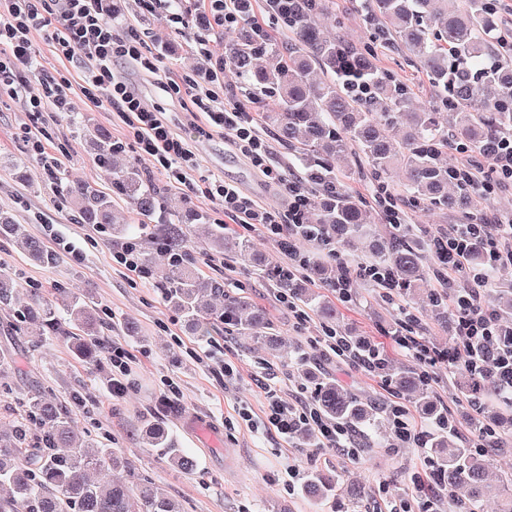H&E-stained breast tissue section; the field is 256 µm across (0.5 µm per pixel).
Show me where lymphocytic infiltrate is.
Here are the masks:
<instances>
[{
	"instance_id": "obj_1",
	"label": "lymphocytic infiltrate",
	"mask_w": 512,
	"mask_h": 512,
	"mask_svg": "<svg viewBox=\"0 0 512 512\" xmlns=\"http://www.w3.org/2000/svg\"><path fill=\"white\" fill-rule=\"evenodd\" d=\"M43 32L53 52L81 65L82 92L94 102L108 103L125 126L126 139L138 157L148 158L154 169L167 181L189 195H202L220 206L225 216L241 227L262 226L269 236L281 234L284 228H301L311 205L310 194L301 180L277 162L269 145L258 130L253 112L236 98L226 96V71L202 75L167 76L162 90L170 96L186 98L192 104L193 118L184 132H175L162 112L148 104L138 90L121 76L119 68L136 63L143 71H159V59L146 54L137 31L107 20L95 6V0H66L61 15H54L49 0H0V86L25 93L29 111H71L72 84L64 76L37 73L31 36ZM226 136L234 150L246 159L267 182L282 185L287 197L286 209H273L257 204L240 188L223 177L200 172V161L193 144L211 137L213 132ZM472 225L456 224L448 234L436 237L432 246L441 257L440 279L450 285L468 269L466 252ZM481 231L489 247V270L512 269V224L482 225ZM363 281L379 295L393 301L399 297V285L393 274L374 265L361 263L354 276L336 281V292L351 301L354 281ZM448 308L456 318L453 339L439 349L428 341L399 334L398 349L411 356L421 367L426 380H435L440 370L465 369L473 376L481 375L483 364L477 352L479 342L496 346L498 389L512 406V340L499 336L497 315L483 303L479 289H469L464 300H449ZM325 344L336 355L346 357L373 376L383 375L386 362L378 344L352 345L349 338L329 334ZM266 395V434L289 441L302 429H313L324 449L357 456L349 442L350 430L325 419L315 407L299 399H290L280 382L264 386ZM411 493L390 498L387 512H430L442 490L434 465L415 473Z\"/></svg>"
}]
</instances>
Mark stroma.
I'll list each match as a JSON object with an SVG mask.
<instances>
[{
    "label": "stroma",
    "mask_w": 512,
    "mask_h": 512,
    "mask_svg": "<svg viewBox=\"0 0 512 512\" xmlns=\"http://www.w3.org/2000/svg\"><path fill=\"white\" fill-rule=\"evenodd\" d=\"M168 15L165 9L143 11L138 0H112V18L136 28L147 51L161 56L158 75L151 77L128 66L123 70L125 78L179 129L188 122L191 103L161 91L160 77L169 72L202 71L208 69L209 62L196 53L192 41L172 32ZM32 45L38 69L71 81L73 110L37 115L27 111L20 97L6 90L0 92V209L9 211L17 223L39 239L46 236L45 225H54L60 236L81 250L83 258L77 261L62 252L54 266L44 267L29 261L19 245L2 238L0 265L17 271L24 285L20 297H27L31 285L48 299L62 287L77 296L90 297L96 307L107 310L111 326L104 340L128 350L131 384L123 396H112L106 388L110 371L107 352L92 359L82 357L75 351L72 337L63 334L32 343L20 330L14 313L0 309V357L8 361L0 370V384L8 388L0 395V430L11 428L31 397L46 390L67 405L77 426L103 447L128 455L137 474L178 500L183 512H383L389 496L406 492L412 473L421 468L422 452L395 448L390 440L371 436L361 439L362 453L355 460L337 451L319 449L314 439L298 437L288 445L260 431L265 418L261 379L270 371L282 378L296 374L293 358L268 357L260 344L237 336L220 323L209 325L207 335H193L160 288L133 282L116 265L112 250L118 238L81 222L60 185L49 178L44 160L31 154L24 136L26 130L35 131L49 156L61 159V178L104 191L108 188L107 176L89 133L100 127L113 141L121 142L125 139L124 125L110 106L85 99L79 90V67L54 55L42 33H34ZM375 59L381 67L418 86L416 105L429 104L432 89L400 49L376 48ZM196 147L208 170L237 182L261 204L285 207L286 199L280 191L262 184L260 176L225 142L223 134L214 133L211 139L197 142ZM23 154L28 163L18 175L8 161ZM123 158L135 163L156 183L165 184L161 212L168 218H177L191 208L208 223H224L217 204L200 195L185 197L180 189L166 185L164 176L152 171L150 162L138 159L132 148H125ZM237 234L262 258V266L243 267L235 259L208 250L198 238L194 241L197 272L223 282L226 291L245 294L262 307L274 334L288 345L298 346L314 372L335 375L352 393L374 404L398 402V395L385 379L367 375L351 361L323 354L320 339L324 331L318 317L297 325L287 306L277 301L278 290L263 270L264 265L283 258L277 239L258 227H241ZM356 288L357 300L342 308L343 335L382 343L394 368L411 365V358L397 350L390 336L397 327L394 306L366 283H357ZM129 322L137 326V335L127 334L125 325ZM218 360L235 367V380L227 383L214 373ZM169 379L178 393L163 406L159 398ZM464 381L463 374L451 376L443 370L437 381L424 387L457 422L455 435L448 439L452 449L465 445L476 424L491 422L488 414H474L467 404ZM242 404L248 406L251 421L238 417L237 408ZM150 422L163 423L180 447L193 454L197 461L194 472L173 471L156 449L141 444V430ZM290 466L299 472V482L294 486L288 483L286 469ZM322 469L341 477L336 503L320 504L302 490V481ZM353 484L365 486L367 495L351 496L348 489Z\"/></svg>",
    "instance_id": "35a3bbf8"
}]
</instances>
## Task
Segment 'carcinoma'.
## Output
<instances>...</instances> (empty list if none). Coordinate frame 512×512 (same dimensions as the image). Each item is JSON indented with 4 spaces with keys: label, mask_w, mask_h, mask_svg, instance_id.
<instances>
[{
    "label": "carcinoma",
    "mask_w": 512,
    "mask_h": 512,
    "mask_svg": "<svg viewBox=\"0 0 512 512\" xmlns=\"http://www.w3.org/2000/svg\"><path fill=\"white\" fill-rule=\"evenodd\" d=\"M239 36L224 51V59L244 90L247 102L261 103L264 123L280 141L298 154L303 185L314 190V203L306 222L316 226L318 237L303 252L305 267L331 288L336 270L322 256L327 246L338 254L352 249L365 235L379 241L367 261L394 273L403 290L414 295L429 274L430 238L413 229L406 212L382 208L371 211L339 176V162L353 147L371 167L372 178L392 204L405 196L419 210L467 213L474 208L476 191L455 178V163L448 158V137L459 149L494 155L499 139L512 130V61L500 56L505 35L498 32L495 0H363L355 8L363 14L372 39L382 44L399 42L425 74L435 92L432 105L412 107L413 88L395 74L379 68L372 48L359 47L326 27L336 25L333 0H288L270 5L276 27L292 33L291 43L280 41L273 28L254 16L251 4L237 0ZM320 70L321 77L314 75ZM455 114L453 133L443 125V113ZM99 162L108 174L111 193L85 183L64 184L68 197L85 224L111 229L112 234L139 244L125 225L114 219L112 197L127 201L144 218L157 213L164 189L147 182L133 164H118L122 148L105 132L96 131ZM402 171L399 192L391 191L389 178ZM0 234L24 240L36 262L50 266L57 256L43 242L24 233L10 216L0 213ZM151 248L139 251L141 264L156 278L165 297L191 327L200 317L228 324L237 335L260 338L270 335L263 312L246 296L224 291L218 281L195 272L188 233L169 222L150 230ZM211 247L243 263L253 260L250 244L223 228L208 229ZM486 244L471 238L468 261H485ZM276 287L290 299L313 308L324 329L336 330L338 307L330 296L312 293L293 274L268 270ZM22 286L13 271L0 266V309H12L14 289ZM499 332L512 336V297L503 293ZM57 303L37 291L17 310V321L37 327L36 335L54 332L59 312L80 328L75 350L91 357L102 348L98 309L64 288L57 289ZM423 306L439 318L448 316V295L429 292ZM398 395L417 393L419 373L412 369L386 371ZM470 398L494 396L493 378L484 376L479 386L464 382ZM312 401L321 415L358 432L380 429L379 409L363 402L328 376L317 379ZM424 415L439 424L432 447L448 445L445 413L432 401H422ZM143 439L156 448L169 466L190 473L196 459L177 446L161 425L144 428ZM498 441L486 439L484 447L457 448L438 457L441 485L450 493L468 492L469 512H481L478 487L488 459ZM339 479L323 471L313 473L304 492L324 500L336 492ZM0 485L10 496L0 501V512H182V505L147 479L135 475L132 463L113 448H103L79 430L67 409L53 396L42 393L32 400L12 431L0 435Z\"/></svg>",
    "instance_id": "cac0c4a2"
}]
</instances>
